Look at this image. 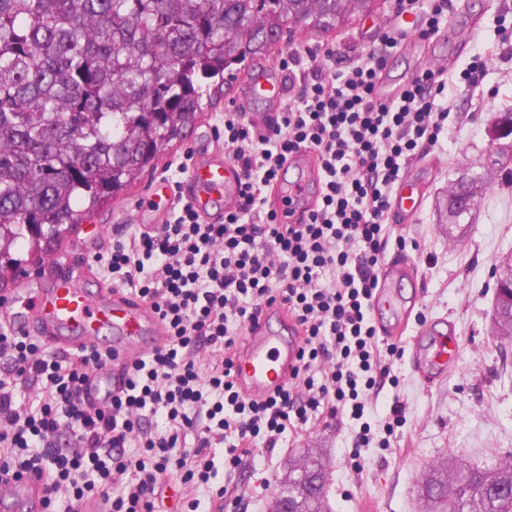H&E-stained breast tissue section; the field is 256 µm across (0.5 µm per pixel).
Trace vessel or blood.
Returning <instances> with one entry per match:
<instances>
[{"label":"vessel or blood","mask_w":512,"mask_h":512,"mask_svg":"<svg viewBox=\"0 0 512 512\" xmlns=\"http://www.w3.org/2000/svg\"><path fill=\"white\" fill-rule=\"evenodd\" d=\"M278 77L267 73L253 74L246 83L244 103L274 100L282 94ZM240 173L230 163L212 161L195 167L190 182L193 202L199 211L217 208L222 199L237 193ZM308 177L281 182L276 208L282 223H293L307 197ZM375 307H387L398 316L407 310L399 295L387 285H380ZM10 327L20 335L36 334L61 349H81L96 345L101 328L113 334L112 350L120 360L143 353L140 337L151 333L156 343H163L165 333L159 319L147 307L126 295L110 291L92 297L79 288L72 274L56 278L52 287L34 285L32 277L22 279L5 301ZM271 311H264L258 323L244 338L234 362V380L243 394L264 400L287 385L298 362L301 335L296 323L280 317L278 328H271ZM456 354L445 341H437L413 353L415 366L427 377L442 374ZM45 484L38 474L25 473L0 482V512H43Z\"/></svg>","instance_id":"b4317fda"}]
</instances>
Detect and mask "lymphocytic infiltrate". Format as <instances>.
Returning a JSON list of instances; mask_svg holds the SVG:
<instances>
[{"instance_id": "lymphocytic-infiltrate-1", "label": "lymphocytic infiltrate", "mask_w": 512, "mask_h": 512, "mask_svg": "<svg viewBox=\"0 0 512 512\" xmlns=\"http://www.w3.org/2000/svg\"><path fill=\"white\" fill-rule=\"evenodd\" d=\"M407 32L388 31L383 50L338 68L312 67L293 103L265 126L224 114V143L242 172L238 204L221 223L184 204L160 229L113 239L108 270L164 323L169 341L125 362L104 385L111 356L95 347L46 351L0 328V476L44 477L46 507L80 512H155L171 470L208 484L207 448L221 445L229 471L243 468L256 438L277 448L285 432L349 410L364 415L390 374L371 319L380 260L395 234L391 197L416 149L439 140L453 103L431 67L384 101L386 52ZM316 152L322 191L301 224H282L268 191L294 155ZM299 325L303 343L288 384L264 401L245 397L233 355L267 309ZM99 384L102 405L88 399ZM33 396L18 401L17 388ZM164 428H157L155 418ZM199 436L185 450L186 435ZM129 485L111 496L110 488Z\"/></svg>"}]
</instances>
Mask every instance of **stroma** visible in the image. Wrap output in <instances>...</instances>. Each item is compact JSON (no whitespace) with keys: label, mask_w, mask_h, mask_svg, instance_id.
<instances>
[{"label":"stroma","mask_w":512,"mask_h":512,"mask_svg":"<svg viewBox=\"0 0 512 512\" xmlns=\"http://www.w3.org/2000/svg\"><path fill=\"white\" fill-rule=\"evenodd\" d=\"M394 3L374 0L368 11L353 12L342 27L328 32L291 26L276 50L254 58L249 71L225 85L223 97L185 139L161 153L153 173L83 219L53 252L37 258L28 242L18 244L25 270L48 287L65 266L81 265L87 269L79 277L82 288L99 293L106 282L92 268L95 255L107 253L113 237L135 231L140 207L169 219V200L147 197L152 183L185 155L197 160L224 151L216 120L235 109L250 72L268 68L289 84L294 75L281 67L288 54L302 58L311 48L321 65L330 56L346 63L365 58L380 48L390 27L402 26ZM479 60L486 68L474 84L466 74ZM428 66L445 70L453 109L438 144L417 151L405 168L404 180L419 192L422 205L413 218L395 215L405 244L389 245L380 265L385 272L409 263L416 278L400 283L410 306L404 324L389 317L376 323L380 346L397 344L403 355L389 360L398 386H384L365 412L373 440L359 447V426L342 412L286 434L281 448L257 447L233 476L224 467L223 449H210L217 475L209 487L189 490L180 473L171 472L165 512H183L190 493L199 499L201 512H212L214 491L227 482L235 491L225 498L224 512H270L289 461L306 448L323 453L330 465L328 512H362L367 502L375 512H430L417 486L432 466L490 468L512 458V338L501 335L494 317L497 269L512 257V135L494 134L497 116L512 112V0H450L447 23L431 38H406L387 56L381 79L408 81ZM464 178L476 179L483 189L454 224L446 201ZM444 320L456 326L451 338L458 355L441 378L426 384L412 363L411 338L440 332ZM396 403L405 413L397 425L391 412Z\"/></svg>","instance_id":"35a3bbf8"}]
</instances>
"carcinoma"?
<instances>
[{"mask_svg": "<svg viewBox=\"0 0 512 512\" xmlns=\"http://www.w3.org/2000/svg\"><path fill=\"white\" fill-rule=\"evenodd\" d=\"M347 0H0V261L28 239L39 252L128 190L224 94L226 77L271 52L288 23L328 31ZM27 224L45 225L32 236ZM304 454L277 485L299 512H327L303 494ZM434 512H512V460L433 467L421 486Z\"/></svg>", "mask_w": 512, "mask_h": 512, "instance_id": "1", "label": "carcinoma"}]
</instances>
